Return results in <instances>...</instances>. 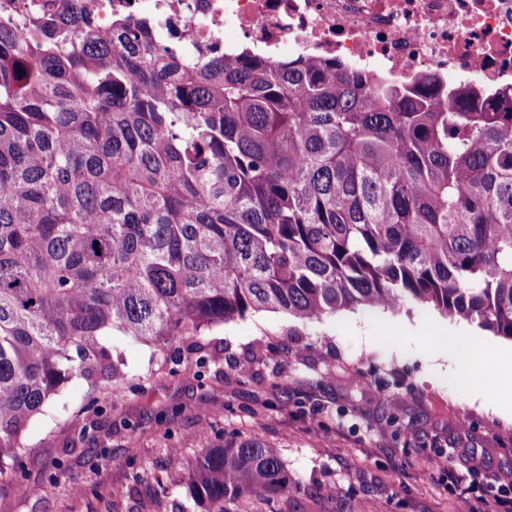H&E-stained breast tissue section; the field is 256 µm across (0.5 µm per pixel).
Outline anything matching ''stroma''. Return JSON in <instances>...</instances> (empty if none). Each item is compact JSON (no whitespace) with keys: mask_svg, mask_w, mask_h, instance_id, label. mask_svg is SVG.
<instances>
[{"mask_svg":"<svg viewBox=\"0 0 512 512\" xmlns=\"http://www.w3.org/2000/svg\"><path fill=\"white\" fill-rule=\"evenodd\" d=\"M202 342L159 373L154 348L112 337L126 388L96 409L88 384L69 382L25 435L36 494L0 480V512H205L192 469L226 432L276 448L299 486L229 512H478L475 488L512 469V418L472 398L455 358L483 343L512 357V340L466 320L412 302L307 322L263 311ZM438 451L474 490L430 471Z\"/></svg>","mask_w":512,"mask_h":512,"instance_id":"1","label":"stroma"}]
</instances>
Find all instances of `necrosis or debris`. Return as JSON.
<instances>
[{
  "label": "necrosis or debris",
  "mask_w": 512,
  "mask_h": 512,
  "mask_svg": "<svg viewBox=\"0 0 512 512\" xmlns=\"http://www.w3.org/2000/svg\"><path fill=\"white\" fill-rule=\"evenodd\" d=\"M100 31L115 17L176 33L186 55L218 39L233 55L337 60L372 77L427 78L485 99L512 86V0H81Z\"/></svg>",
  "instance_id": "4bbe7bcc"
}]
</instances>
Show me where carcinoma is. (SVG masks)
I'll list each match as a JSON object with an SVG mask.
<instances>
[{
	"mask_svg": "<svg viewBox=\"0 0 512 512\" xmlns=\"http://www.w3.org/2000/svg\"><path fill=\"white\" fill-rule=\"evenodd\" d=\"M0 23V477L73 377L125 388L119 333L175 344L247 314L430 305L512 339V89L477 107L334 60L194 59L147 21ZM206 512L297 489L226 434Z\"/></svg>",
	"mask_w": 512,
	"mask_h": 512,
	"instance_id": "obj_1",
	"label": "carcinoma"
}]
</instances>
